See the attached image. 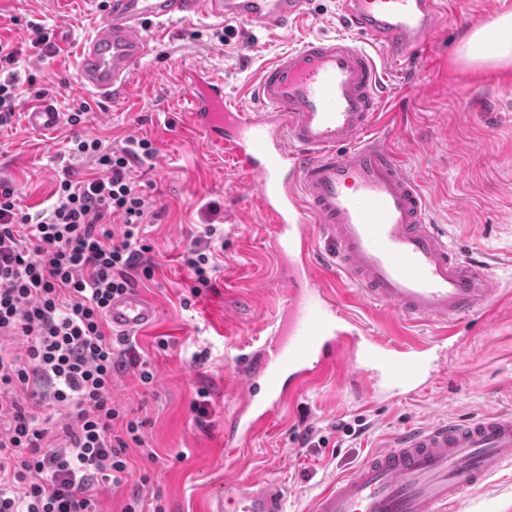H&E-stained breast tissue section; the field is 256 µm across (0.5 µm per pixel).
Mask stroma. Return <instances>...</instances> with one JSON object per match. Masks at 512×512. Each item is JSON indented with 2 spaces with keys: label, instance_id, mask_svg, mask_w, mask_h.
I'll return each mask as SVG.
<instances>
[{
  "label": "stroma",
  "instance_id": "35a3bbf8",
  "mask_svg": "<svg viewBox=\"0 0 512 512\" xmlns=\"http://www.w3.org/2000/svg\"><path fill=\"white\" fill-rule=\"evenodd\" d=\"M506 14H512V0H463L461 13L429 50L425 70L384 66L383 87L398 109L380 113L378 126L421 185L432 223L461 257L487 261L497 281L512 286V65H472L457 52L464 31ZM100 20L95 0L66 6L57 0H0V39L21 52L15 69L20 106L34 102V89L42 88L59 111L82 114L80 123L68 120L52 134L32 132L20 119L0 131V182L14 189L22 209L47 207L63 172L76 181L92 174V159L68 150L75 138H97L114 149L128 138H145L156 150L135 169L153 202L146 238L156 264L152 280L138 289L158 309L156 324L135 340L153 365L155 381L146 387L134 375H120L112 396L142 421L141 434L158 459L148 462L139 449H129L127 483L101 489L104 512H125L134 496L139 512H204L227 479L251 477L279 481L288 512H311L313 498L329 481L408 427L512 412V304L504 302L496 306L491 327L459 325L446 370L423 392L373 402L363 383L340 369L287 406L250 448L225 452L224 417L239 398L235 359L262 341L286 288L265 250V218L248 180L226 169L202 138L182 131L186 92L180 71L200 66L223 77L225 95L245 105L246 89L267 62L307 36L339 37L348 28L338 0H313L309 19L285 35L249 31L213 16L175 21L176 40L140 65L129 96L113 104L77 86V48ZM33 21L52 31L51 55L31 51ZM205 224L224 231L220 274L214 288L186 308L181 300L191 278L180 255ZM330 288L372 332L402 340L438 332L431 323L408 324L378 313L344 276H336ZM159 336L168 339L167 350L156 349ZM203 349L206 360L192 362V353ZM201 387L211 393L212 413L200 426L190 404ZM358 417L368 425L361 436L338 430L339 422ZM308 425L327 438L326 447H302L297 434ZM511 504L512 467L466 491L457 512H503Z\"/></svg>",
  "mask_w": 512,
  "mask_h": 512
}]
</instances>
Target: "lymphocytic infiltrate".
Segmentation results:
<instances>
[{
  "instance_id": "lymphocytic-infiltrate-1",
  "label": "lymphocytic infiltrate",
  "mask_w": 512,
  "mask_h": 512,
  "mask_svg": "<svg viewBox=\"0 0 512 512\" xmlns=\"http://www.w3.org/2000/svg\"><path fill=\"white\" fill-rule=\"evenodd\" d=\"M18 55L0 42V128L15 116ZM72 151L91 157L96 174L61 179L37 215L0 185V512H101L99 486L127 480L128 450L144 444L112 384L131 373L148 385L154 371L128 337L107 336L105 317L114 295L154 274L151 204L132 171L155 149L146 139L112 149L84 138ZM216 234L205 225L184 251L192 284L183 306L214 286Z\"/></svg>"
}]
</instances>
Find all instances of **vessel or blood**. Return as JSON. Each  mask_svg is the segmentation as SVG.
Instances as JSON below:
<instances>
[{"label": "vessel or blood", "instance_id": "obj_1", "mask_svg": "<svg viewBox=\"0 0 512 512\" xmlns=\"http://www.w3.org/2000/svg\"><path fill=\"white\" fill-rule=\"evenodd\" d=\"M312 0H105L103 20L78 48L80 90L121 100L150 36L199 14L275 31L306 18ZM354 37L303 40L261 72L259 107L232 103L222 77L200 67L183 74L190 125L236 173L248 179L267 216L269 254L287 296L260 345L240 354L243 389L224 421V447H248L304 387L351 369L376 398L421 392L435 347L460 323L488 321L512 292L487 267L462 258L432 224L426 198L385 137L372 127L380 100L378 59L420 68L447 0H340ZM49 134L64 114L49 101L24 113ZM335 248L327 266L315 255L312 226ZM342 272L380 310L440 328L427 341L367 335L322 284ZM107 317L118 334L144 331L155 306L134 290L113 297ZM512 465V414L410 427L371 452L350 474L319 492L312 512H454L465 491ZM281 483L228 481L207 512H285Z\"/></svg>", "mask_w": 512, "mask_h": 512}]
</instances>
